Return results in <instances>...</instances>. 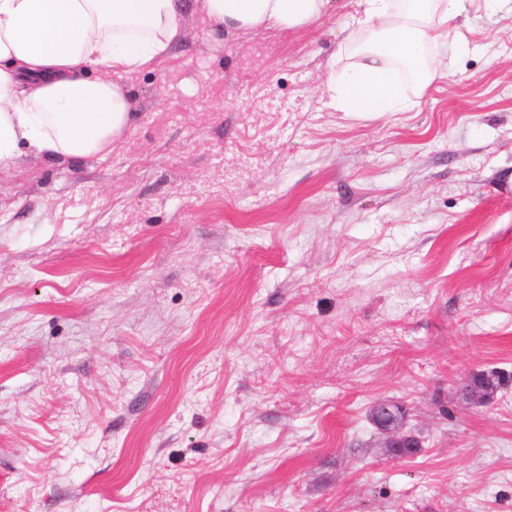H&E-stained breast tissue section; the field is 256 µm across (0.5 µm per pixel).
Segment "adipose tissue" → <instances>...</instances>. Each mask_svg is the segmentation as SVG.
Here are the masks:
<instances>
[{
  "label": "adipose tissue",
  "mask_w": 512,
  "mask_h": 512,
  "mask_svg": "<svg viewBox=\"0 0 512 512\" xmlns=\"http://www.w3.org/2000/svg\"><path fill=\"white\" fill-rule=\"evenodd\" d=\"M467 0H359V62L324 85L337 111L404 112L443 75L430 45L447 40ZM331 0H0V171L25 158L77 164L111 154L130 130V76L156 70L188 35L186 17L228 38L302 31Z\"/></svg>",
  "instance_id": "1"
}]
</instances>
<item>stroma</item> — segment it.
Wrapping results in <instances>:
<instances>
[{
    "label": "stroma",
    "mask_w": 512,
    "mask_h": 512,
    "mask_svg": "<svg viewBox=\"0 0 512 512\" xmlns=\"http://www.w3.org/2000/svg\"><path fill=\"white\" fill-rule=\"evenodd\" d=\"M358 12L187 18L109 156L0 172V512H512V0L380 116L322 88ZM404 422V420H403ZM403 422L400 423L392 417L389 420L379 419L375 425L383 435V448H388L390 454L399 457L412 456L415 451L408 448L420 447L419 441L415 436L406 435ZM414 439L416 443L406 442V438Z\"/></svg>",
    "instance_id": "35a3bbf8"
}]
</instances>
